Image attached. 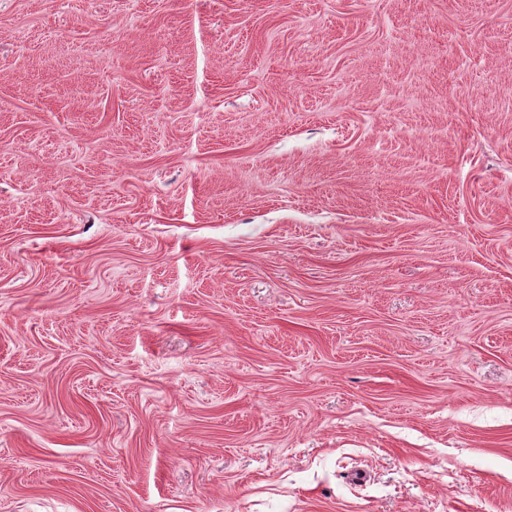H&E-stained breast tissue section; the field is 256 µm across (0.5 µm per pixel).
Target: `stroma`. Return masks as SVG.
<instances>
[{
  "mask_svg": "<svg viewBox=\"0 0 512 512\" xmlns=\"http://www.w3.org/2000/svg\"><path fill=\"white\" fill-rule=\"evenodd\" d=\"M0 512H512V0H0Z\"/></svg>",
  "mask_w": 512,
  "mask_h": 512,
  "instance_id": "1",
  "label": "stroma"
}]
</instances>
